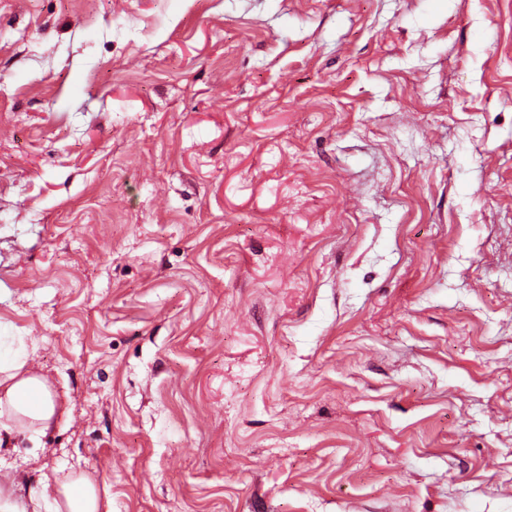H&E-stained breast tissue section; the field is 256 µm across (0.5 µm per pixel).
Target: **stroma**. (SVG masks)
<instances>
[{
	"instance_id": "1",
	"label": "stroma",
	"mask_w": 512,
	"mask_h": 512,
	"mask_svg": "<svg viewBox=\"0 0 512 512\" xmlns=\"http://www.w3.org/2000/svg\"><path fill=\"white\" fill-rule=\"evenodd\" d=\"M20 512H512V0H0ZM26 362L2 364L0 360V446L15 433H46L60 413L49 382L41 375L24 370ZM55 483L56 495L32 500V512H100V490L92 477L79 473L64 480L55 478Z\"/></svg>"
}]
</instances>
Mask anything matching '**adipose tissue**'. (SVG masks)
Wrapping results in <instances>:
<instances>
[{
    "label": "adipose tissue",
    "instance_id": "obj_1",
    "mask_svg": "<svg viewBox=\"0 0 512 512\" xmlns=\"http://www.w3.org/2000/svg\"><path fill=\"white\" fill-rule=\"evenodd\" d=\"M59 412L52 387L43 376L20 363H0V445L17 433L47 432ZM55 491L54 497L32 500V512H100L99 487L87 474L57 481Z\"/></svg>",
    "mask_w": 512,
    "mask_h": 512
}]
</instances>
